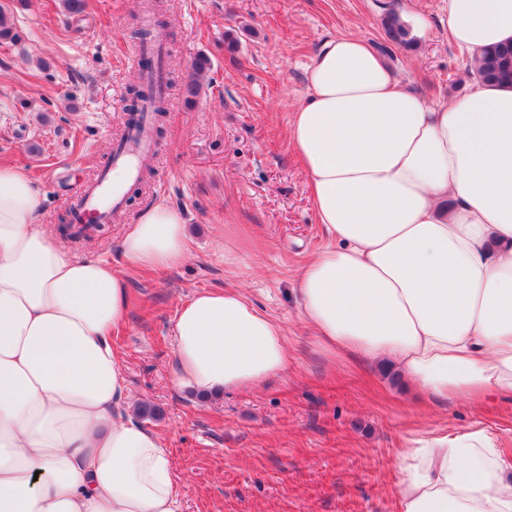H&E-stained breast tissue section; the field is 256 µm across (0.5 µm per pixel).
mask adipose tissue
Instances as JSON below:
<instances>
[{
  "label": "adipose tissue",
  "mask_w": 512,
  "mask_h": 512,
  "mask_svg": "<svg viewBox=\"0 0 512 512\" xmlns=\"http://www.w3.org/2000/svg\"><path fill=\"white\" fill-rule=\"evenodd\" d=\"M448 36L474 58L512 42V0H448ZM290 140L328 238L299 277L322 349L390 361L436 398L512 393V85L431 104L366 39L337 36ZM189 252L181 212L158 203L128 225L124 267L72 257L30 177L0 164V512H182L112 331L127 269ZM172 333L179 389L255 386L290 361L280 325L232 289L197 292ZM397 467L400 512H512V455L484 430L410 440Z\"/></svg>",
  "instance_id": "ef3b65f1"
}]
</instances>
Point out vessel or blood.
Masks as SVG:
<instances>
[{
  "label": "vessel or blood",
  "instance_id": "1",
  "mask_svg": "<svg viewBox=\"0 0 512 512\" xmlns=\"http://www.w3.org/2000/svg\"><path fill=\"white\" fill-rule=\"evenodd\" d=\"M157 152L152 116L135 115L125 135L112 143L109 163L87 183L72 204L76 224H106L115 211L122 209L128 187Z\"/></svg>",
  "mask_w": 512,
  "mask_h": 512
}]
</instances>
